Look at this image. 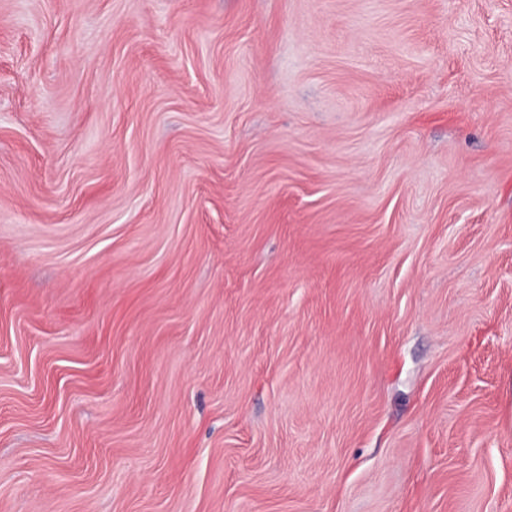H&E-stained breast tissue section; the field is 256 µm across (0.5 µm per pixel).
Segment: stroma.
I'll return each instance as SVG.
<instances>
[{"instance_id":"35a3bbf8","label":"stroma","mask_w":512,"mask_h":512,"mask_svg":"<svg viewBox=\"0 0 512 512\" xmlns=\"http://www.w3.org/2000/svg\"><path fill=\"white\" fill-rule=\"evenodd\" d=\"M0 512H512V0H0Z\"/></svg>"}]
</instances>
